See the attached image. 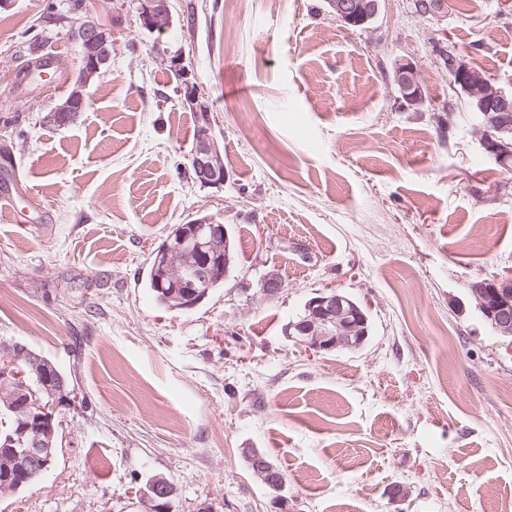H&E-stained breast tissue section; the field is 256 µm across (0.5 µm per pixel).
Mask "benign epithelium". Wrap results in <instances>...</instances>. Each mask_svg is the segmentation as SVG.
I'll use <instances>...</instances> for the list:
<instances>
[{"mask_svg":"<svg viewBox=\"0 0 512 512\" xmlns=\"http://www.w3.org/2000/svg\"><path fill=\"white\" fill-rule=\"evenodd\" d=\"M141 24L151 31H161L170 22L168 0H134ZM336 18L347 26H368L376 18L379 11V0H332L330 3ZM73 37L81 46V68L75 79L74 93L64 98L56 107L58 112L69 113L74 120L77 113L83 111L85 88L91 78L108 64L112 57V35L104 26L86 20L72 30ZM448 73L451 86L460 89L465 96L467 107L484 120L486 132L480 135V144L484 152L499 166L512 167V126L501 124L495 114L498 112L512 113V92L496 86L486 72L456 55L448 56ZM395 82L400 90L405 105L420 107L425 102L422 85L417 79L415 65L407 60H400L395 69ZM202 144L194 150L190 158V166L194 180L203 185H221L224 173L218 171L212 163L215 150L211 130L201 135ZM176 248L194 249L200 255L199 262L192 267L188 281L195 288L192 298L181 305L183 309L196 306L193 298L203 301L206 293L198 290V286L206 285L210 275V260L204 254L205 245L197 238L186 236L182 231L177 233L174 244ZM472 296L483 319L499 336L512 337V287L497 282L482 281L472 288ZM347 302L339 293L320 292L306 303L305 315L297 321L288 323V337L316 352H329L335 349L357 348L365 341L363 336L346 334L343 318L351 315L359 318V314L348 309L341 310ZM23 369L14 368L10 363L0 370V380L16 383L19 388H26ZM46 401L37 399V395L26 396L19 406L23 409L32 406L37 408V426L22 429L21 437L27 447L20 450L9 449V455L0 458L4 471L12 472L13 465H19L18 483L27 481V474L44 473L55 460V448L62 442L60 437L61 422L56 413L60 403L71 401L65 383L47 382ZM245 458L253 473L271 490L278 493L285 486V479L279 468L256 448H249ZM173 495L170 482L160 476L153 477L144 494V512H166L169 509V498Z\"/></svg>","mask_w":512,"mask_h":512,"instance_id":"7a95c632","label":"benign epithelium"}]
</instances>
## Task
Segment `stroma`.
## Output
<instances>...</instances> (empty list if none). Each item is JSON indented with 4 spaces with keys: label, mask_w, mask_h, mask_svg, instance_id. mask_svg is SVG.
<instances>
[{
    "label": "stroma",
    "mask_w": 512,
    "mask_h": 512,
    "mask_svg": "<svg viewBox=\"0 0 512 512\" xmlns=\"http://www.w3.org/2000/svg\"><path fill=\"white\" fill-rule=\"evenodd\" d=\"M380 0L369 29L327 0H169L164 31L135 0L0 6V341L71 376L63 446L0 512H504L512 504V338L472 298L512 284V170L483 151L449 83L453 53L512 92V0ZM64 17L48 21V9ZM112 33L77 119L50 116L81 67L76 23ZM60 74L16 85L34 52ZM414 63L426 101L404 106ZM199 87L224 159L188 174ZM224 224L237 261L190 310L148 286L177 225ZM270 273L281 286L265 294ZM338 291L371 324L356 350L315 354L289 321ZM264 452L282 494L251 471ZM401 497H392L393 489ZM395 82L406 106L417 108L424 104V90L417 79L416 67L411 61L399 60L395 69ZM245 458L253 473L271 490L278 493L285 486V479L279 468L256 448H249ZM173 495L170 482L160 476L153 477L147 486L144 494V511L145 512H161L172 508L169 498ZM170 512V511H167Z\"/></svg>",
    "instance_id": "35a3bbf8"
}]
</instances>
